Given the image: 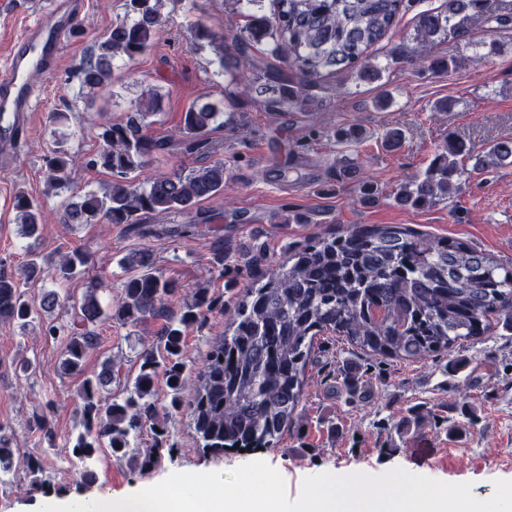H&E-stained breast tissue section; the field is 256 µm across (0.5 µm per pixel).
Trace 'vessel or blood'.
Returning <instances> with one entry per match:
<instances>
[{"label": "vessel or blood", "mask_w": 512, "mask_h": 512, "mask_svg": "<svg viewBox=\"0 0 512 512\" xmlns=\"http://www.w3.org/2000/svg\"><path fill=\"white\" fill-rule=\"evenodd\" d=\"M83 0H51L47 20L30 25L0 65V144L19 148L30 126L35 89L31 76L58 63Z\"/></svg>", "instance_id": "obj_1"}]
</instances>
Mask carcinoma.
Masks as SVG:
<instances>
[{"instance_id":"1","label":"carcinoma","mask_w":512,"mask_h":512,"mask_svg":"<svg viewBox=\"0 0 512 512\" xmlns=\"http://www.w3.org/2000/svg\"><path fill=\"white\" fill-rule=\"evenodd\" d=\"M226 9L246 18L232 35L233 53L218 58V74L230 85H241L247 96L271 112L309 111L314 99L309 88L338 73L360 81L381 79L383 69L371 62L372 48L383 41L401 18L423 0H224ZM165 0H126L127 19L112 26L95 42L92 56L80 69L81 83L102 85L116 59L133 62L153 47L162 32ZM486 0H446V8L423 9L416 14L415 39L432 43L448 34L459 14L484 12ZM194 45H214L220 36L194 26ZM460 66L451 57H432L426 68L447 73ZM160 97L149 92L135 109L118 121L99 124L100 148L86 165L108 170L113 181L100 192H87L78 203L65 205V224H138L148 214H190L200 202L224 191L229 169L224 144L208 138L219 119L233 123V113L217 104L192 103L183 115L177 136L188 153L213 157L195 167L157 172L145 182L139 173L155 154L170 145L149 134ZM323 134L344 147L359 144L362 126H333ZM466 147L448 138L424 173L401 184L394 201L423 208L458 192L468 174ZM50 188L65 186L76 157L62 145L44 156ZM484 168L512 165V139L490 145L476 158ZM351 182L358 201L379 199L376 184L359 157L344 159L331 168L323 186ZM17 220L27 236L43 223L42 208L24 191L14 196ZM259 258L226 243L218 247L212 265L227 278V287L252 271ZM87 263L79 250L52 266L53 276L70 280ZM123 263L138 270L127 280L115 304L103 310L98 285L86 289L78 315L70 324L47 322L44 316L64 308L55 290L30 297L22 281L47 273L40 256L32 255L17 276L0 272V322L25 328L35 322L48 336L66 337L59 368L65 375L82 371L84 359L98 341L95 328L104 319L121 326L139 327L165 321L158 344L138 353V372L121 393L104 399L116 380L112 361L80 389L83 431L71 439V457L81 466V477L96 481L94 457L109 452L132 468L145 470L161 462L167 420L159 417L155 385L163 380L170 408H182L190 387L185 372V336L188 329L213 312L225 313L224 302L207 285L194 289L179 310L169 299L179 293L178 282L154 267L146 251L133 252ZM229 314L231 333L212 342L189 403L190 416L202 449L220 454L226 448H273L284 430L299 417L306 367L313 339L323 334L344 336L373 356L417 360L451 352L484 336L494 318H512V263L503 264L489 253L448 236L423 233L403 224H354L346 230L313 235L288 249V259L272 265L246 288ZM150 423L154 446H134L144 423ZM17 448L14 435L0 427V472L11 470ZM24 466L32 486L54 490L43 477L40 458L27 456Z\"/></svg>"}]
</instances>
